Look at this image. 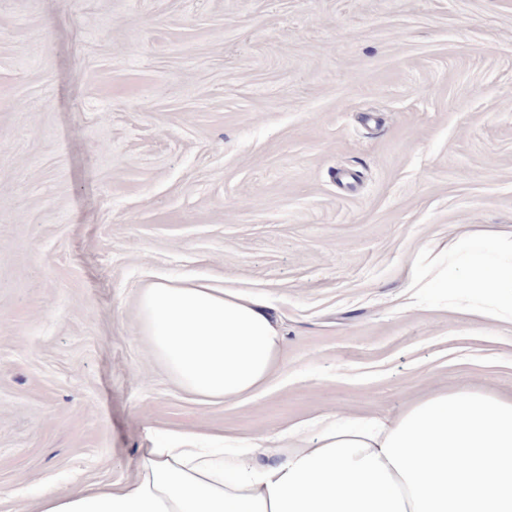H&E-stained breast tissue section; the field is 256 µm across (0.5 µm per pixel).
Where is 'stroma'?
Here are the masks:
<instances>
[{"label": "stroma", "instance_id": "stroma-1", "mask_svg": "<svg viewBox=\"0 0 512 512\" xmlns=\"http://www.w3.org/2000/svg\"><path fill=\"white\" fill-rule=\"evenodd\" d=\"M512 225V0H0V512L133 475L147 429L277 447L326 411L512 397V321L408 306ZM263 296L260 394L182 388L138 299Z\"/></svg>", "mask_w": 512, "mask_h": 512}]
</instances>
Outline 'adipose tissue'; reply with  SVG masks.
Listing matches in <instances>:
<instances>
[{
    "mask_svg": "<svg viewBox=\"0 0 512 512\" xmlns=\"http://www.w3.org/2000/svg\"><path fill=\"white\" fill-rule=\"evenodd\" d=\"M406 286L413 307L512 319V227L461 233ZM139 317L169 373L206 398L259 393L283 351L264 298L199 276L149 285ZM279 439L243 451L155 434L132 480L45 488L33 512H512V399L491 392L432 391L392 419L323 414Z\"/></svg>",
    "mask_w": 512,
    "mask_h": 512,
    "instance_id": "obj_1",
    "label": "adipose tissue"
}]
</instances>
